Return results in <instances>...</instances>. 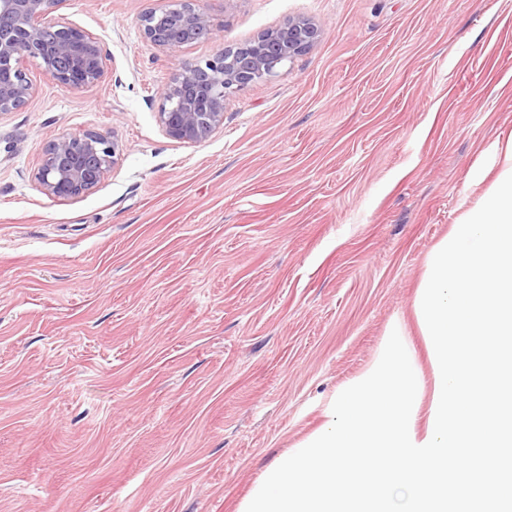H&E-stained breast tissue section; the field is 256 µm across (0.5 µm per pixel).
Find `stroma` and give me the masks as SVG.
Listing matches in <instances>:
<instances>
[{
	"instance_id": "35a3bbf8",
	"label": "stroma",
	"mask_w": 512,
	"mask_h": 512,
	"mask_svg": "<svg viewBox=\"0 0 512 512\" xmlns=\"http://www.w3.org/2000/svg\"><path fill=\"white\" fill-rule=\"evenodd\" d=\"M173 0H57L100 39L72 90L40 60L0 115V512H238L323 407L414 326L427 256L512 133V0H197L216 34L147 41ZM293 17L325 34L187 145L158 121L182 64ZM117 163L75 200L61 133ZM118 146L98 132L60 134L46 147L36 179L45 194L74 200L96 188L117 160Z\"/></svg>"
}]
</instances>
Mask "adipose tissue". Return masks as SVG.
<instances>
[{
	"mask_svg": "<svg viewBox=\"0 0 512 512\" xmlns=\"http://www.w3.org/2000/svg\"><path fill=\"white\" fill-rule=\"evenodd\" d=\"M471 180L486 189L460 198L414 301L430 377L394 321L385 351L330 401L324 424L264 472L240 512H448L481 494L443 473L472 449L512 447V415L474 385L484 372L512 374V133Z\"/></svg>",
	"mask_w": 512,
	"mask_h": 512,
	"instance_id": "ef3b65f1",
	"label": "adipose tissue"
}]
</instances>
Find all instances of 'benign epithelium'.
<instances>
[{
    "mask_svg": "<svg viewBox=\"0 0 512 512\" xmlns=\"http://www.w3.org/2000/svg\"><path fill=\"white\" fill-rule=\"evenodd\" d=\"M55 0H0V115L24 106L32 85L20 69L26 57L41 59L45 72L60 85L81 89L104 71L107 54L94 35L43 22ZM147 40L162 49H175L203 37H213L212 19L195 6V0H177L164 12L161 23L151 15L141 18ZM179 31L185 39L168 36ZM324 34L321 25L293 18L266 31L237 54V65L227 62L229 48H220L202 63L183 65L163 91L158 120L172 139L197 144L224 124L226 99L251 84L275 76L287 62L307 52ZM118 146L98 132L60 134L46 147L36 179L45 194L74 200L96 188L117 160Z\"/></svg>",
    "mask_w": 512,
    "mask_h": 512,
    "instance_id": "benign-epithelium-1",
    "label": "benign epithelium"
}]
</instances>
